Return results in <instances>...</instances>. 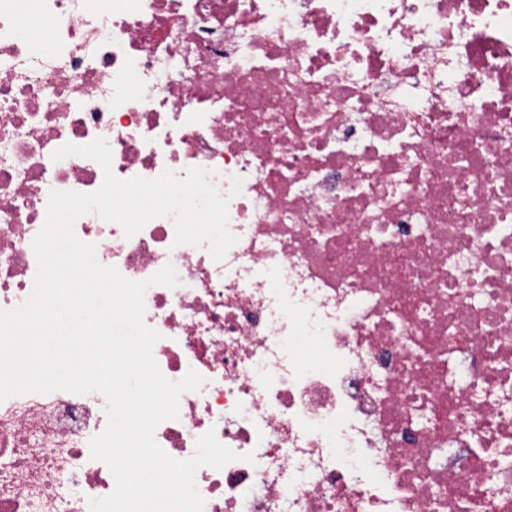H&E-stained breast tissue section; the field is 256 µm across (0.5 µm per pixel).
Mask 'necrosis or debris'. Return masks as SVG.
<instances>
[{
    "instance_id": "obj_1",
    "label": "necrosis or debris",
    "mask_w": 512,
    "mask_h": 512,
    "mask_svg": "<svg viewBox=\"0 0 512 512\" xmlns=\"http://www.w3.org/2000/svg\"><path fill=\"white\" fill-rule=\"evenodd\" d=\"M50 24L51 48L24 29ZM217 170L236 243L78 237L127 278L180 398L215 430L204 512H512V0H0V309L30 295L51 191ZM93 392L0 402V512L110 495ZM253 453L254 463L243 454Z\"/></svg>"
}]
</instances>
